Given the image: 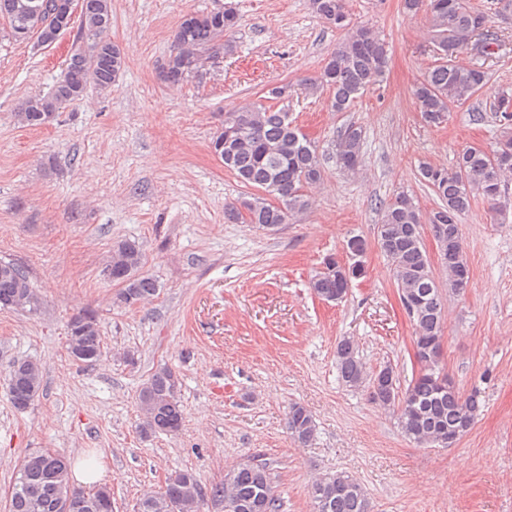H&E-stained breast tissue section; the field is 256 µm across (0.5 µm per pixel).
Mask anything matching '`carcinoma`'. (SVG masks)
Returning <instances> with one entry per match:
<instances>
[{
  "instance_id": "1",
  "label": "carcinoma",
  "mask_w": 512,
  "mask_h": 512,
  "mask_svg": "<svg viewBox=\"0 0 512 512\" xmlns=\"http://www.w3.org/2000/svg\"><path fill=\"white\" fill-rule=\"evenodd\" d=\"M53 0H0V32L15 41L37 38L40 45H51L61 36L46 23L45 6ZM313 11L327 22L347 31L345 38L324 60L320 75L303 83L315 92L326 85L332 90L330 106L345 112L366 90L380 84L388 67L383 42L366 27H355L346 11L345 0H311ZM410 14L424 12L438 64L419 81L412 95L422 120L437 126L448 112L468 103L488 83L487 73L460 62L465 50L486 52L498 40L489 15L470 5L469 0H403ZM238 23L231 9L224 13L206 11L183 17L174 34L172 50L161 68L164 81L178 85L195 77L206 60L229 54L233 48L220 43L224 31ZM112 25V0H80V23L63 75L46 94L26 99L17 112L21 124L39 127L62 105L79 99L89 86L104 92L119 78L125 65L124 54L108 37ZM493 111L508 123L512 121V95L501 93ZM224 126L236 128L235 137L224 139V131L214 134L210 148L246 187L255 192L224 208L230 223L277 227L303 214L309 208L306 189L322 179L318 147L290 117L288 109L251 104L224 113ZM363 129L349 125L336 143V159L347 172L362 162ZM422 184L436 197V207L424 215L405 194L382 204L383 218L376 227L377 244L394 266L399 296L417 301L410 321L414 326V348L419 371L404 392H399L393 367L389 375L370 391L371 399L396 415L401 433L418 446L448 434L464 436L472 428L482 408L480 392L465 395L450 383L438 384L440 365L430 366L434 353L442 349L445 304L424 245L422 225L431 231L440 254L448 257L442 272L448 288L458 291L470 279V268L461 243L459 218L469 208L475 194L482 195L492 209L501 211L504 178L512 163L501 164L497 154L467 146L450 168L422 163L418 168ZM334 255L323 260V268L310 282L312 291L325 301L342 300L356 278ZM141 252L138 243L123 241L112 250L108 268L112 281L121 285L118 301L131 306L153 296L156 281L139 272ZM11 302L15 309L37 315L43 301L31 287L28 271L15 263H0V304ZM67 351L76 361L96 362L103 351L96 310L74 314L67 324ZM336 365L342 381L350 387L367 379L365 366L349 338L336 346ZM42 371L37 363H13L8 389L18 410H25L39 398ZM139 431L149 437L156 433L178 434L184 424V411L178 397V377L172 369L155 371L137 395ZM288 432L294 441L307 445L316 434L311 412L294 403L288 412ZM70 463L57 450H42L25 456L15 473L8 512H61V500L70 502L68 512H104L112 499L105 487L86 490L71 483ZM349 478L345 473L327 474L310 485L312 512H372L367 492L356 480L345 493L336 492L332 481ZM217 512H237L230 504H256V512H281V499L271 481L270 463L265 459L252 464L245 459L224 473V480L202 490L195 476L178 472L170 476L160 491L141 494L135 512H204L207 504Z\"/></svg>"
}]
</instances>
